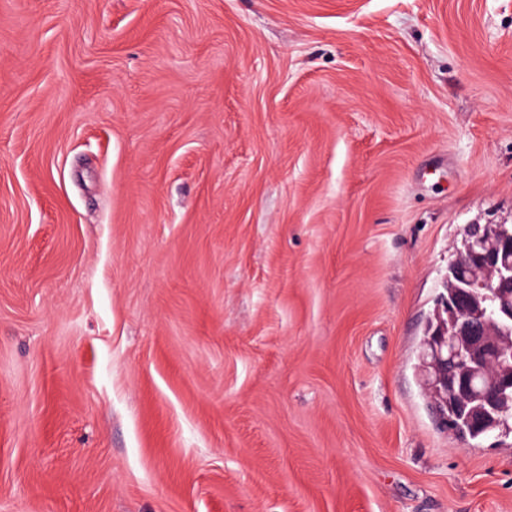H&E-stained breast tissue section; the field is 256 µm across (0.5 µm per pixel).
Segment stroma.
Returning a JSON list of instances; mask_svg holds the SVG:
<instances>
[{
  "label": "stroma",
  "mask_w": 512,
  "mask_h": 512,
  "mask_svg": "<svg viewBox=\"0 0 512 512\" xmlns=\"http://www.w3.org/2000/svg\"><path fill=\"white\" fill-rule=\"evenodd\" d=\"M512 224V0H0V512H512L418 361Z\"/></svg>",
  "instance_id": "35a3bbf8"
}]
</instances>
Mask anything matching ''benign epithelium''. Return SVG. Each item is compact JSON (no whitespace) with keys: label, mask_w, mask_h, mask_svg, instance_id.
<instances>
[{"label":"benign epithelium","mask_w":512,"mask_h":512,"mask_svg":"<svg viewBox=\"0 0 512 512\" xmlns=\"http://www.w3.org/2000/svg\"><path fill=\"white\" fill-rule=\"evenodd\" d=\"M512 239L491 225L454 263L468 281L464 305L439 304L435 326L423 341V366L437 410L448 398L468 394L497 411L496 396L512 391Z\"/></svg>","instance_id":"benign-epithelium-1"}]
</instances>
